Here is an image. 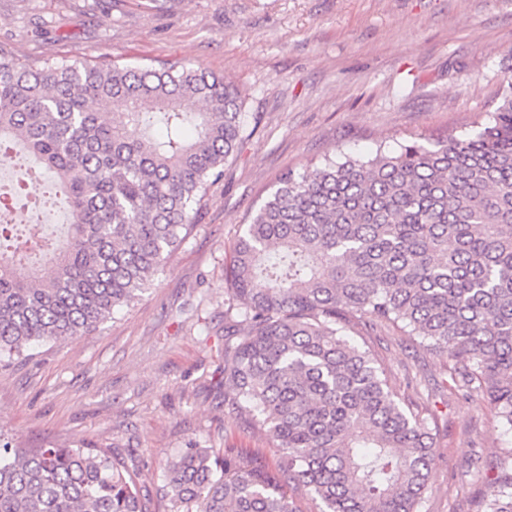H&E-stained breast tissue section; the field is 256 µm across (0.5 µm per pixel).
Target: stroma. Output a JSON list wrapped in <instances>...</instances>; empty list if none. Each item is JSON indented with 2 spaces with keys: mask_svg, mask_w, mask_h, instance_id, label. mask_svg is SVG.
Returning <instances> with one entry per match:
<instances>
[{
  "mask_svg": "<svg viewBox=\"0 0 512 512\" xmlns=\"http://www.w3.org/2000/svg\"><path fill=\"white\" fill-rule=\"evenodd\" d=\"M0 48L23 61L179 60L233 82L259 118L139 300L0 366L1 438L114 449L148 512H171L163 471L187 443L270 466L279 456L224 383V266L245 214L287 171L457 135L493 111L512 66V0H0ZM351 337L401 402L438 420L423 512H476L512 433L481 392L449 391L446 355L391 327Z\"/></svg>",
  "mask_w": 512,
  "mask_h": 512,
  "instance_id": "1",
  "label": "stroma"
}]
</instances>
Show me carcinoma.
Masks as SVG:
<instances>
[{
	"instance_id": "obj_1",
	"label": "carcinoma",
	"mask_w": 512,
	"mask_h": 512,
	"mask_svg": "<svg viewBox=\"0 0 512 512\" xmlns=\"http://www.w3.org/2000/svg\"><path fill=\"white\" fill-rule=\"evenodd\" d=\"M470 129L286 173L232 247L224 382L278 441L276 472L190 443L169 458L172 512H421L435 458L347 333L392 324L448 355L449 387H474L512 431V70ZM142 129L137 139L126 127ZM250 125L238 88L178 62H20L0 50V156L52 174L63 243L0 224V361L96 329L134 302L199 221ZM26 261L29 279L15 277ZM479 512H512V448ZM0 512H147L110 448L0 443Z\"/></svg>"
}]
</instances>
